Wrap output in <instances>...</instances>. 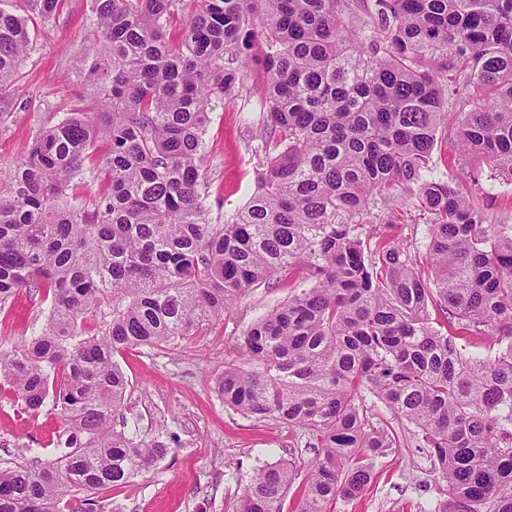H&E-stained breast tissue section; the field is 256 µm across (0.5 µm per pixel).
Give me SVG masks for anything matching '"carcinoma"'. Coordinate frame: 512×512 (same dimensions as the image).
Segmentation results:
<instances>
[{"mask_svg":"<svg viewBox=\"0 0 512 512\" xmlns=\"http://www.w3.org/2000/svg\"><path fill=\"white\" fill-rule=\"evenodd\" d=\"M69 0L0 7V89L17 82L29 26ZM80 58L91 92L0 170V306L41 288L39 332L0 351V379L37 414L60 409L66 450L0 469V512H95L169 452L116 430L129 380L114 354L204 336L252 288L299 280L243 333L256 368L224 362V405L307 435L317 459L294 512H331L401 447L369 424V394L431 449L434 512H512V224L430 165L448 109L461 151L512 184V0H91ZM262 48L267 165L215 224L204 170L208 104L243 85L226 65ZM104 186L74 204L70 183ZM404 188L429 216L426 263L365 243L370 207ZM486 326L507 343L471 360L429 321ZM294 462L259 469L236 512H283Z\"/></svg>","mask_w":512,"mask_h":512,"instance_id":"1","label":"carcinoma"}]
</instances>
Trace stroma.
<instances>
[{
  "label": "stroma",
  "instance_id": "obj_1",
  "mask_svg": "<svg viewBox=\"0 0 512 512\" xmlns=\"http://www.w3.org/2000/svg\"><path fill=\"white\" fill-rule=\"evenodd\" d=\"M88 0H69L56 16L39 22L33 48L19 77V91L0 92V166L16 164L45 126L70 111L86 87L79 78L81 41L92 25ZM256 73H248L238 95L211 102L206 135L213 216L230 214L250 198L266 163L259 133L266 112L256 94ZM458 119L449 114L432 155L436 176H451L478 199L491 224H512V185L500 182L481 158L456 149ZM479 183H472V175ZM362 240L411 244L425 259L427 224L406 208H371L359 228ZM292 290L281 283L251 290L207 336L187 347L159 350L136 347L116 357L130 382L124 415L140 437H161L170 446L164 459L149 465L126 486L98 493L102 512H233L254 471L283 460L307 471L316 456L301 430L270 417L255 420L225 406L216 377L225 360H248L244 331ZM47 303L41 292L22 289L0 308V349L41 327ZM436 328L458 334L467 355H495L485 327L463 331L430 308ZM365 405L372 422L391 421L402 433L401 447L379 458L371 482L351 501H337L334 512H434L441 480L416 429L394 417L373 397ZM68 435L57 409L27 414L8 390H0V467L25 455L55 460Z\"/></svg>",
  "mask_w": 512,
  "mask_h": 512
}]
</instances>
